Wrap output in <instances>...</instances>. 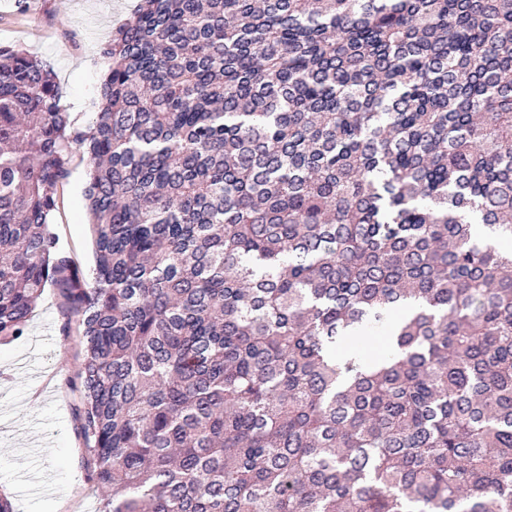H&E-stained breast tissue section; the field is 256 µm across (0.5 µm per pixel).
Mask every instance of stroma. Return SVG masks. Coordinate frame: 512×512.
Returning <instances> with one entry per match:
<instances>
[{"label":"stroma","instance_id":"obj_1","mask_svg":"<svg viewBox=\"0 0 512 512\" xmlns=\"http://www.w3.org/2000/svg\"><path fill=\"white\" fill-rule=\"evenodd\" d=\"M137 0H0V46H14L47 62L62 92L72 131L96 119L101 80L110 62L102 44L130 15ZM62 203L49 227L58 251L75 256L92 272L95 256L84 191L87 162L74 151ZM55 288H45L33 308L25 336L0 345V492L15 512H56L57 499L76 512H102L108 489L90 476L78 435L75 408L80 394L71 386L83 361L78 334L63 335ZM54 378L51 398L37 401L36 371Z\"/></svg>","mask_w":512,"mask_h":512}]
</instances>
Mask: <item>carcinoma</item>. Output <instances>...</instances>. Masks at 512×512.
I'll list each match as a JSON object with an SVG mask.
<instances>
[{"mask_svg":"<svg viewBox=\"0 0 512 512\" xmlns=\"http://www.w3.org/2000/svg\"><path fill=\"white\" fill-rule=\"evenodd\" d=\"M101 54L73 135L0 46V344L58 290L106 512H512V0H139ZM70 175L61 189L62 203L50 218V230L56 248L75 256L87 275L92 274L95 256L86 213L84 191L87 183V162L82 150H75L68 165Z\"/></svg>","mask_w":512,"mask_h":512,"instance_id":"obj_1","label":"carcinoma"}]
</instances>
